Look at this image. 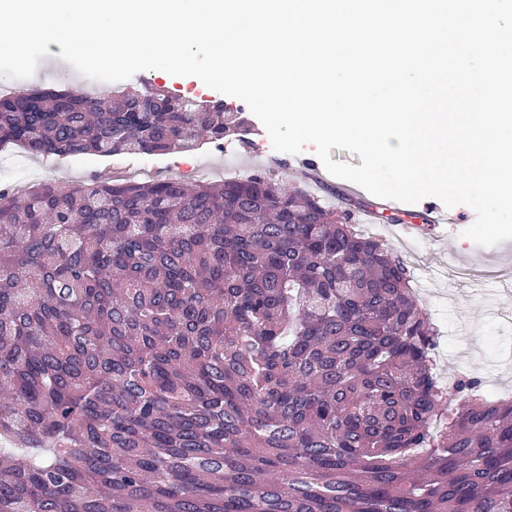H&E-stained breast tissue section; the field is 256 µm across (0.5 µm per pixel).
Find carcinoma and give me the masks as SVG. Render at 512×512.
Masks as SVG:
<instances>
[{
    "mask_svg": "<svg viewBox=\"0 0 512 512\" xmlns=\"http://www.w3.org/2000/svg\"><path fill=\"white\" fill-rule=\"evenodd\" d=\"M144 83L0 98V147L241 135ZM0 191V512H512V400L451 394L404 257L258 170Z\"/></svg>",
    "mask_w": 512,
    "mask_h": 512,
    "instance_id": "carcinoma-1",
    "label": "carcinoma"
}]
</instances>
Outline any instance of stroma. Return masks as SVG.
Here are the masks:
<instances>
[{
  "label": "stroma",
  "mask_w": 512,
  "mask_h": 512,
  "mask_svg": "<svg viewBox=\"0 0 512 512\" xmlns=\"http://www.w3.org/2000/svg\"><path fill=\"white\" fill-rule=\"evenodd\" d=\"M17 93L34 90L84 91L87 79L61 59H40L34 75L15 81ZM248 141L230 137L222 142L202 141L199 148L158 155L118 154L42 157L23 155L17 162L29 184L55 179L72 184L88 181L91 174H112L114 181H144V166L150 177L176 178L187 187L200 182L219 184L267 167L265 145L269 136L257 117H250ZM449 219L440 236L408 237L399 242L391 229L380 226L375 234L401 249L413 272V288L419 306L428 316L444 319L438 330L437 373L457 379L479 378L482 386L498 395H512V280L476 282L462 278L461 270L495 271L512 268V240L481 247L465 237L475 213L458 205L447 210Z\"/></svg>",
  "instance_id": "obj_1"
}]
</instances>
